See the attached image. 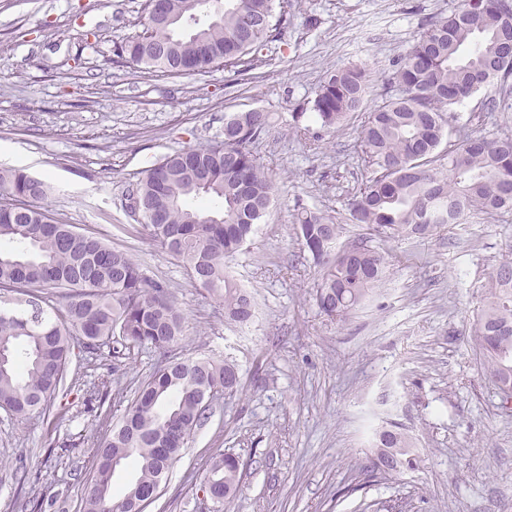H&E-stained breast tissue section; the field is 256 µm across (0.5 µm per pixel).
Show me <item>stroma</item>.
<instances>
[{"instance_id":"obj_1","label":"stroma","mask_w":512,"mask_h":512,"mask_svg":"<svg viewBox=\"0 0 512 512\" xmlns=\"http://www.w3.org/2000/svg\"><path fill=\"white\" fill-rule=\"evenodd\" d=\"M265 65L241 79L150 76L118 58L144 0H0V151L11 168L46 181L44 204L61 221L102 237L169 282L186 318L178 357L230 358L242 389L220 396L146 512H213L202 482L212 457L244 472L224 512H512V410L486 378L472 339L493 267L512 256V216L455 224L396 256L368 306L337 322L315 302L320 269L295 237L299 210L345 209L357 172L363 114L333 134L313 113L327 72L353 62L371 76L367 108L394 91L397 61L437 16L461 0H292ZM488 86L455 105L470 127L512 132V110L488 111ZM260 110L272 126L251 151L275 199L249 245L229 264L257 302L246 327L202 298L180 264L131 224L129 185L163 156L224 138V115ZM158 359L72 354L108 388L86 408L80 388L55 402L61 416L17 419L0 409V512H25L15 470L25 458L44 496L64 492L79 512L90 442L111 428ZM411 437L414 468L376 465L379 431Z\"/></svg>"}]
</instances>
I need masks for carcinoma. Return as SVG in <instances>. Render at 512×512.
Listing matches in <instances>:
<instances>
[{"instance_id":"obj_1","label":"carcinoma","mask_w":512,"mask_h":512,"mask_svg":"<svg viewBox=\"0 0 512 512\" xmlns=\"http://www.w3.org/2000/svg\"><path fill=\"white\" fill-rule=\"evenodd\" d=\"M208 0H166V20L145 13L141 29L117 46L144 74L194 76L222 66L246 76L263 63L262 51L282 35L290 0H224L215 19L200 21ZM512 0H464L433 20L395 71V94L369 112L358 137L361 181L349 199L351 221L367 232L346 238L344 220L319 209L296 214L295 234L321 269L315 300L343 322L362 308L393 266L373 239L418 241L462 211L483 221L512 214V135L489 137L471 129L451 107L491 82L499 98L512 97ZM366 67L344 64L328 73L313 109L333 134L369 93ZM269 113L224 114V141L164 156L133 184L137 224L186 270L202 296L224 306V322L244 325L253 295L227 263L250 242L267 215L274 184L248 145L267 134ZM456 139L449 140L450 132ZM45 181L0 170V408L18 418L47 411L80 369L70 367L74 346L108 348L120 358L150 346L160 363L133 392L120 418L91 453L81 512H139V494L160 486L188 439L220 395L239 391L237 364L179 358L185 317L169 284L146 274L128 254L80 233L38 205ZM473 340L485 374L500 394L512 391V272L493 268ZM378 460L411 462L412 441L397 426L376 438ZM132 460L135 478L112 495V460ZM238 460L213 457L202 488L214 512L236 494Z\"/></svg>"}]
</instances>
